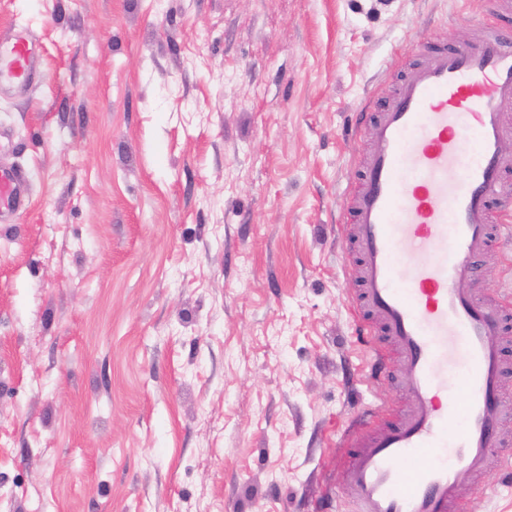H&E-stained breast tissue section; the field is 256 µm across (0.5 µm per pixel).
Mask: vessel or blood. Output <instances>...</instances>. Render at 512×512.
I'll list each match as a JSON object with an SVG mask.
<instances>
[{"instance_id":"b4317fda","label":"vessel or blood","mask_w":512,"mask_h":512,"mask_svg":"<svg viewBox=\"0 0 512 512\" xmlns=\"http://www.w3.org/2000/svg\"><path fill=\"white\" fill-rule=\"evenodd\" d=\"M35 43H0V83L28 91ZM512 25L482 23L472 43L423 41L390 94L358 123L371 149L346 220L359 290L353 315L382 370L400 367L407 409L350 438L353 512H454L465 484L504 446L512 301L481 298L484 255L512 219ZM29 179L0 169V211L29 201Z\"/></svg>"}]
</instances>
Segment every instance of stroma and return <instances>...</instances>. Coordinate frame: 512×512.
<instances>
[{"label":"stroma","mask_w":512,"mask_h":512,"mask_svg":"<svg viewBox=\"0 0 512 512\" xmlns=\"http://www.w3.org/2000/svg\"><path fill=\"white\" fill-rule=\"evenodd\" d=\"M483 0H0V512H348L344 449L406 405L337 231L355 115ZM479 293H512V237ZM506 466L464 512H512ZM36 52L35 43L23 36L0 43V85L8 82L25 93L34 82L31 61ZM29 179L23 170L0 169V212L24 209L29 201Z\"/></svg>","instance_id":"stroma-1"}]
</instances>
